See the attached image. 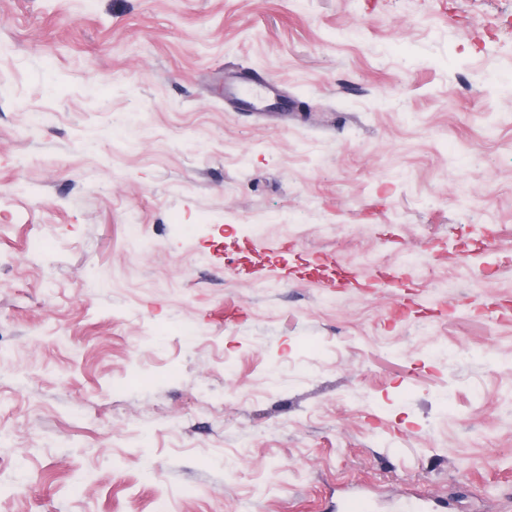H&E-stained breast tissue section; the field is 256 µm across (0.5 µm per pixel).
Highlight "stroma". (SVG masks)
Returning <instances> with one entry per match:
<instances>
[{
	"instance_id": "stroma-1",
	"label": "stroma",
	"mask_w": 512,
	"mask_h": 512,
	"mask_svg": "<svg viewBox=\"0 0 512 512\" xmlns=\"http://www.w3.org/2000/svg\"><path fill=\"white\" fill-rule=\"evenodd\" d=\"M348 485L512 512V0H0V512ZM252 84L242 85L229 82L224 86V95L245 112L265 111L276 113L288 107L287 100L279 93L277 87L266 80H253Z\"/></svg>"
}]
</instances>
